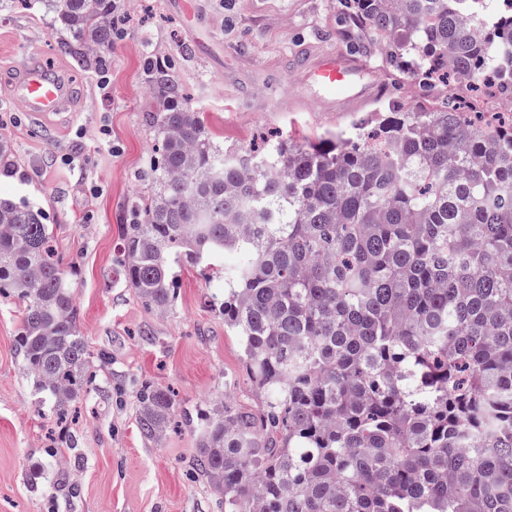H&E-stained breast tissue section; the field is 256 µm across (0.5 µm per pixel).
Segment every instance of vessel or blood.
<instances>
[{
    "mask_svg": "<svg viewBox=\"0 0 512 512\" xmlns=\"http://www.w3.org/2000/svg\"><path fill=\"white\" fill-rule=\"evenodd\" d=\"M362 71L356 57L327 54L315 62L308 75L322 91L344 88L342 109L356 112L363 109L373 98L372 92L367 90L356 94L348 91L355 77ZM10 87L17 107L40 118L66 111L72 101L65 78L49 70L41 60L35 58L25 60L19 70L12 74Z\"/></svg>",
    "mask_w": 512,
    "mask_h": 512,
    "instance_id": "vessel-or-blood-1",
    "label": "vessel or blood"
}]
</instances>
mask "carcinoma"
I'll use <instances>...</instances> for the list:
<instances>
[{"label": "carcinoma", "mask_w": 512, "mask_h": 512, "mask_svg": "<svg viewBox=\"0 0 512 512\" xmlns=\"http://www.w3.org/2000/svg\"><path fill=\"white\" fill-rule=\"evenodd\" d=\"M83 67L109 65L112 0H40ZM397 66L492 75L512 96V14L494 0H345ZM162 140L155 193L125 225L119 278L149 308L173 263L228 252L215 294L238 334L259 412L220 397L195 472L224 512H512V126L443 99L377 112L353 137L282 140L243 155L213 141L170 72L151 71ZM17 174L0 139V175ZM43 213L0 196V293L22 305L21 365L63 412L90 353ZM159 442L171 395L136 389ZM41 472L58 482L62 449Z\"/></svg>", "instance_id": "carcinoma-1"}]
</instances>
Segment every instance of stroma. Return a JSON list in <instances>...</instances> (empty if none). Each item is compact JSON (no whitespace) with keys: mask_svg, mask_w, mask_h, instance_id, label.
Masks as SVG:
<instances>
[{"mask_svg":"<svg viewBox=\"0 0 512 512\" xmlns=\"http://www.w3.org/2000/svg\"><path fill=\"white\" fill-rule=\"evenodd\" d=\"M123 35L106 70L60 52L67 34L40 0L0 11V137L14 146L19 176L0 194L29 200L49 224L62 268L73 277L80 330L92 354L90 392L56 423L20 366L16 299L0 296V512H224V500L194 478L200 412L214 397L260 410L236 332L212 296L233 257L210 276L182 262L170 309L147 308L118 277L122 226L133 198L153 194L148 177L160 140L147 67L173 69L188 104L220 145L251 150L258 134L313 140L349 129L355 117L424 105L414 76L396 69L351 22L343 0H116ZM360 58L377 96L360 113L339 111L319 88L292 101L305 64L324 54ZM39 58L71 82L68 111L36 120L4 82ZM171 391L177 402L159 443L135 418V384ZM71 447L62 484L35 473L50 448Z\"/></svg>","mask_w":512,"mask_h":512,"instance_id":"35a3bbf8","label":"stroma"}]
</instances>
